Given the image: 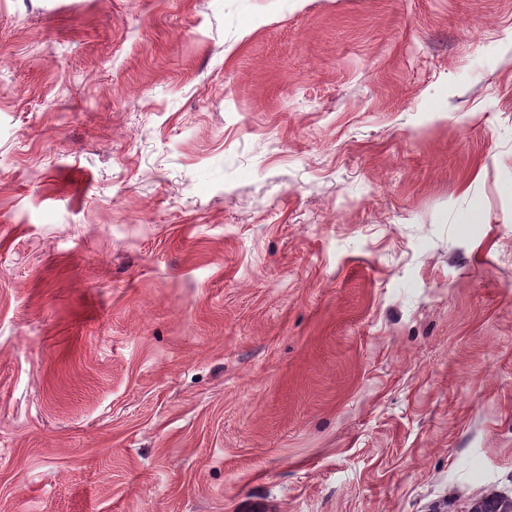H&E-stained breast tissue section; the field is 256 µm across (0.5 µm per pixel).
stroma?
Segmentation results:
<instances>
[{
	"mask_svg": "<svg viewBox=\"0 0 512 512\" xmlns=\"http://www.w3.org/2000/svg\"><path fill=\"white\" fill-rule=\"evenodd\" d=\"M512 499V0H0V512Z\"/></svg>",
	"mask_w": 512,
	"mask_h": 512,
	"instance_id": "1",
	"label": "stroma"
}]
</instances>
